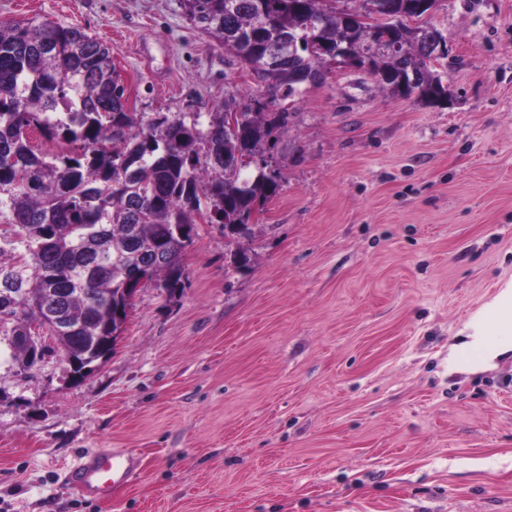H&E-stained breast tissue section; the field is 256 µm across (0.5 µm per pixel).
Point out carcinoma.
I'll use <instances>...</instances> for the list:
<instances>
[{
	"label": "carcinoma",
	"mask_w": 512,
	"mask_h": 512,
	"mask_svg": "<svg viewBox=\"0 0 512 512\" xmlns=\"http://www.w3.org/2000/svg\"><path fill=\"white\" fill-rule=\"evenodd\" d=\"M181 0L189 19L217 36L276 96H299L303 76L328 70L336 52L368 59L367 73L391 92L404 82L426 99L444 89L428 40L438 28L416 15L413 0H390L396 21L350 22L328 0ZM420 24L410 25L413 20ZM400 49H384L383 34ZM127 87L109 48L84 31L53 21L0 23V278L5 288L63 290L58 317L73 332L62 353L109 345L114 307L128 305L125 270L150 269V281L173 294L187 280L183 252L201 224L237 239L280 190V173L237 169L245 152H271L291 113L269 111L256 95L244 122L224 128V109L207 121L127 108ZM60 150L39 154L33 134ZM0 335H22L25 314L4 318Z\"/></svg>",
	"instance_id": "cac0c4a2"
}]
</instances>
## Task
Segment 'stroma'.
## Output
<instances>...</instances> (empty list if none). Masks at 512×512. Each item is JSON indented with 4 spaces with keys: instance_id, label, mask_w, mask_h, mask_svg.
I'll list each match as a JSON object with an SVG mask.
<instances>
[{
    "instance_id": "1",
    "label": "stroma",
    "mask_w": 512,
    "mask_h": 512,
    "mask_svg": "<svg viewBox=\"0 0 512 512\" xmlns=\"http://www.w3.org/2000/svg\"><path fill=\"white\" fill-rule=\"evenodd\" d=\"M34 18L104 42L134 112L263 92L179 0H0ZM429 21L446 97L330 67L252 237L200 225L183 290L141 289L92 375L0 352V512H512V352L465 347L512 285V0ZM99 448L142 461L106 499L64 479Z\"/></svg>"
}]
</instances>
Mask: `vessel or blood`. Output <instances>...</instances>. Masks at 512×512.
Masks as SVG:
<instances>
[{"label": "vessel or blood", "mask_w": 512, "mask_h": 512, "mask_svg": "<svg viewBox=\"0 0 512 512\" xmlns=\"http://www.w3.org/2000/svg\"><path fill=\"white\" fill-rule=\"evenodd\" d=\"M139 469L140 461L132 451H101L92 458L77 459L66 479L77 488L102 498L111 494L115 484L128 482Z\"/></svg>", "instance_id": "vessel-or-blood-1"}]
</instances>
